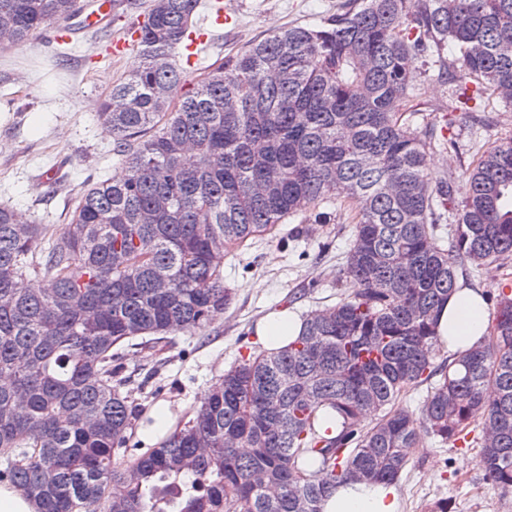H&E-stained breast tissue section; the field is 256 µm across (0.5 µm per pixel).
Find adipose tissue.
Masks as SVG:
<instances>
[{
	"label": "adipose tissue",
	"mask_w": 512,
	"mask_h": 512,
	"mask_svg": "<svg viewBox=\"0 0 512 512\" xmlns=\"http://www.w3.org/2000/svg\"><path fill=\"white\" fill-rule=\"evenodd\" d=\"M487 328L483 289L465 286L449 296L438 315L435 332L440 346L456 356L478 345ZM300 330V319L281 310L268 314L255 334L264 348L276 349L294 341ZM321 512H402V503L395 485L345 481L325 497Z\"/></svg>",
	"instance_id": "obj_1"
}]
</instances>
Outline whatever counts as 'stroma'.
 I'll use <instances>...</instances> for the list:
<instances>
[{"label":"stroma","instance_id":"obj_1","mask_svg":"<svg viewBox=\"0 0 512 512\" xmlns=\"http://www.w3.org/2000/svg\"><path fill=\"white\" fill-rule=\"evenodd\" d=\"M235 25L210 30L189 68L197 81L209 65L236 54L273 29L317 26L335 15L342 0H236ZM135 15L117 17L110 33L90 26L78 39L59 43L37 35L29 43L0 49V205L40 224L65 229L72 197L89 181L120 175L112 139L97 114L113 84L136 68V50L114 57L105 46L136 26ZM411 88L432 104L424 120L449 128L457 149L437 148L428 162L440 182L471 165L487 147L512 138V107L485 102L472 84L444 83L428 56L416 59ZM466 112L469 122L449 124ZM355 234L345 219L318 224L311 212L277 225L273 234L250 240L224 256V285L233 301L203 329L170 335L161 360L149 350H125L128 374L146 383L135 436L160 441L211 391L232 366L242 345L255 342L256 322L267 313L297 315L336 304L347 285L345 255ZM166 409L158 418V409ZM477 449H456L424 440L397 484L403 512H512V494L486 481Z\"/></svg>","mask_w":512,"mask_h":512}]
</instances>
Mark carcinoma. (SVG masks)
I'll return each instance as SVG.
<instances>
[{
	"instance_id": "1",
	"label": "carcinoma",
	"mask_w": 512,
	"mask_h": 512,
	"mask_svg": "<svg viewBox=\"0 0 512 512\" xmlns=\"http://www.w3.org/2000/svg\"><path fill=\"white\" fill-rule=\"evenodd\" d=\"M79 0H0V45ZM201 0H150L138 68L98 120L125 174L75 197L63 235L0 207V485L38 512H321L336 484L396 483L424 438L472 439L512 493V294L484 341L436 364L458 271L512 260V139L431 183L414 58L512 103V0H348L283 27L185 88ZM457 55L445 56L448 44ZM332 203L356 225L349 291L288 346L251 353L155 448L133 447L122 350L163 353L231 301L224 252ZM448 219L451 247L438 225ZM420 411L400 392L435 376ZM377 420L365 424V416ZM126 485L119 498L107 495Z\"/></svg>"
}]
</instances>
